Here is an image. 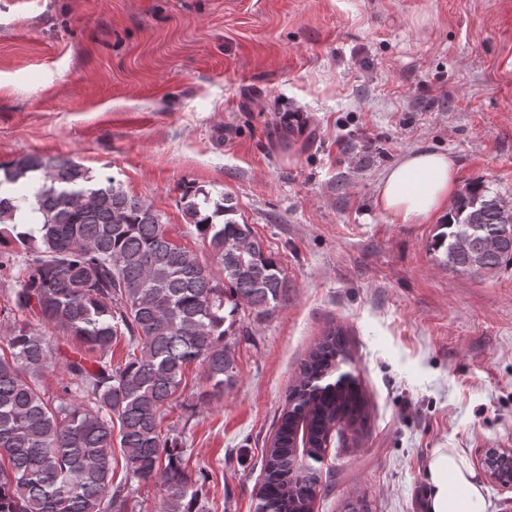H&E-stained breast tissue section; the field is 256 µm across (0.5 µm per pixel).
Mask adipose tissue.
<instances>
[{
    "label": "adipose tissue",
    "mask_w": 512,
    "mask_h": 512,
    "mask_svg": "<svg viewBox=\"0 0 512 512\" xmlns=\"http://www.w3.org/2000/svg\"><path fill=\"white\" fill-rule=\"evenodd\" d=\"M457 168L446 153L418 150L390 166L378 188V205L402 224H422L449 209ZM427 512H486L482 485L456 449L438 448L427 465Z\"/></svg>",
    "instance_id": "ef3b65f1"
}]
</instances>
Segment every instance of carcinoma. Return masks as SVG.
Returning <instances> with one entry per match:
<instances>
[{
	"label": "carcinoma",
	"instance_id": "cac0c4a2",
	"mask_svg": "<svg viewBox=\"0 0 512 512\" xmlns=\"http://www.w3.org/2000/svg\"><path fill=\"white\" fill-rule=\"evenodd\" d=\"M181 202L224 278L173 244L153 208L113 179L99 185L71 160L0 161V273L17 285L10 311L24 317L3 337L8 352L0 354V512H127L128 491L112 485L116 443L132 477L161 481V512H207L182 469L177 439L158 430L160 410L194 362L212 392L234 386L227 336L236 312L272 314L285 302L288 283L251 225L232 218L231 199L188 187ZM502 203L484 180L471 182L433 250L475 276L512 264V212ZM19 253L26 255L22 263ZM27 315L98 352L92 369L82 355L69 361L77 389L64 386L56 404L38 387L56 349ZM119 335L128 336L132 352L114 368L106 357ZM351 362L340 328L309 349L264 448L256 512H312L330 436L357 429L366 402L356 376L340 390L317 392L309 384ZM303 410L308 443L299 473L290 451Z\"/></svg>",
	"mask_w": 512,
	"mask_h": 512
}]
</instances>
